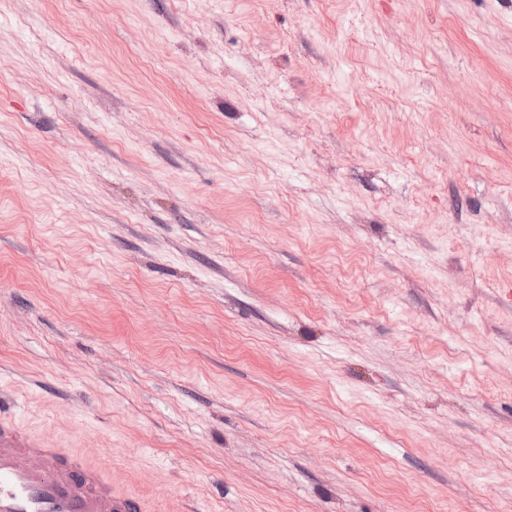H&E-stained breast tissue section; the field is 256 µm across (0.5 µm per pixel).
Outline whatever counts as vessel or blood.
<instances>
[{"label":"vessel or blood","instance_id":"obj_1","mask_svg":"<svg viewBox=\"0 0 512 512\" xmlns=\"http://www.w3.org/2000/svg\"><path fill=\"white\" fill-rule=\"evenodd\" d=\"M0 512H141L108 473L0 415Z\"/></svg>","mask_w":512,"mask_h":512}]
</instances>
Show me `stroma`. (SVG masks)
<instances>
[{
    "instance_id": "obj_1",
    "label": "stroma",
    "mask_w": 512,
    "mask_h": 512,
    "mask_svg": "<svg viewBox=\"0 0 512 512\" xmlns=\"http://www.w3.org/2000/svg\"><path fill=\"white\" fill-rule=\"evenodd\" d=\"M0 409L143 512H512V0H0Z\"/></svg>"
}]
</instances>
